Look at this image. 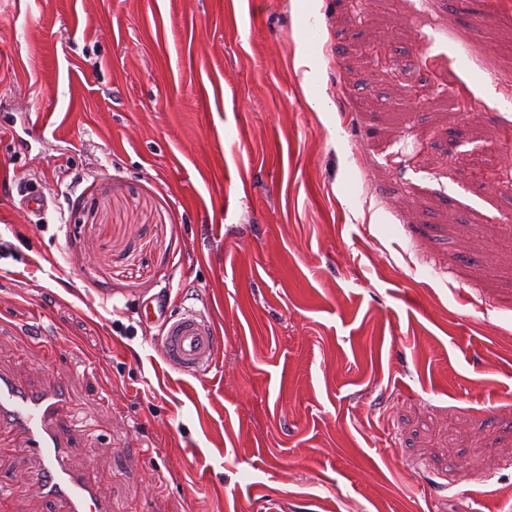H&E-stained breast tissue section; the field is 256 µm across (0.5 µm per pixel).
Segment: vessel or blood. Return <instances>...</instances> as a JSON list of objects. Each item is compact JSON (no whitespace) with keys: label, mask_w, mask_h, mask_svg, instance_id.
Instances as JSON below:
<instances>
[{"label":"vessel or blood","mask_w":512,"mask_h":512,"mask_svg":"<svg viewBox=\"0 0 512 512\" xmlns=\"http://www.w3.org/2000/svg\"><path fill=\"white\" fill-rule=\"evenodd\" d=\"M152 316L161 323L164 359L171 369L194 374L214 366L219 338L208 319L189 310L173 315L161 308ZM68 399L65 381L28 387L0 372V428L22 435L32 460L28 484L57 512H112L96 485L70 463L62 433Z\"/></svg>","instance_id":"b4317fda"}]
</instances>
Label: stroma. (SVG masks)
<instances>
[{"mask_svg": "<svg viewBox=\"0 0 512 512\" xmlns=\"http://www.w3.org/2000/svg\"><path fill=\"white\" fill-rule=\"evenodd\" d=\"M408 3L0 0V370L113 512H512V0ZM144 312L161 322L164 359L171 369L194 374L214 366L219 337L208 319L190 310L175 315L154 306L150 310L148 304Z\"/></svg>", "mask_w": 512, "mask_h": 512, "instance_id": "stroma-1", "label": "stroma"}]
</instances>
